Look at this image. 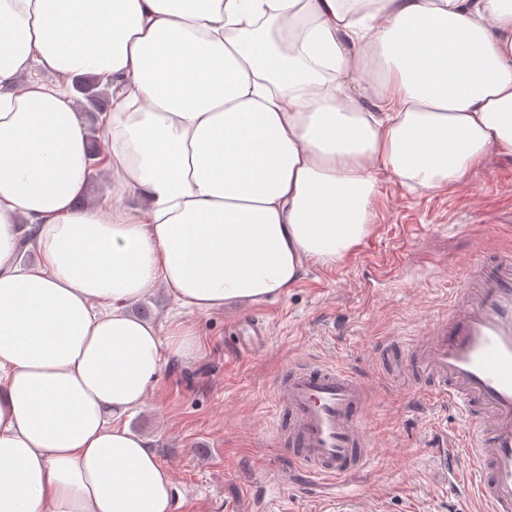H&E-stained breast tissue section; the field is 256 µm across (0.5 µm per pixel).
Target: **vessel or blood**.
Masks as SVG:
<instances>
[{
    "mask_svg": "<svg viewBox=\"0 0 512 512\" xmlns=\"http://www.w3.org/2000/svg\"><path fill=\"white\" fill-rule=\"evenodd\" d=\"M265 327H239L241 351L254 349ZM429 400L465 407L473 422L448 448L446 477L484 512H512V255L471 265L447 313L431 319L410 344ZM281 440L293 461L315 477L341 480L362 470L373 443L363 425L368 391L351 369L298 359L273 384Z\"/></svg>",
    "mask_w": 512,
    "mask_h": 512,
    "instance_id": "b4317fda",
    "label": "vessel or blood"
}]
</instances>
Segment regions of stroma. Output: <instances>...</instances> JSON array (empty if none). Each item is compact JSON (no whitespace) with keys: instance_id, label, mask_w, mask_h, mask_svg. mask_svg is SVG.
Returning <instances> with one entry per match:
<instances>
[{"instance_id":"35a3bbf8","label":"stroma","mask_w":512,"mask_h":512,"mask_svg":"<svg viewBox=\"0 0 512 512\" xmlns=\"http://www.w3.org/2000/svg\"><path fill=\"white\" fill-rule=\"evenodd\" d=\"M504 253L512 254V160L491 153L439 190L381 179L361 244L336 264L310 265L284 297L198 314L157 290L143 303L149 318L181 326L197 350L170 359L129 426L170 469L177 512H369L377 502L385 512H476L438 479L439 450L467 415L420 398L411 370L381 348L424 336L468 265ZM245 312L262 315L269 336L241 357L233 323ZM301 358L356 370L370 393L373 453L338 484L294 465L276 442L270 383Z\"/></svg>"}]
</instances>
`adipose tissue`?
<instances>
[{
    "label": "adipose tissue",
    "instance_id": "1",
    "mask_svg": "<svg viewBox=\"0 0 512 512\" xmlns=\"http://www.w3.org/2000/svg\"><path fill=\"white\" fill-rule=\"evenodd\" d=\"M86 75L112 96L84 205ZM491 151L512 0H0V512H175L126 419L197 343L131 306L284 295L359 246L380 176L435 190Z\"/></svg>",
    "mask_w": 512,
    "mask_h": 512
}]
</instances>
